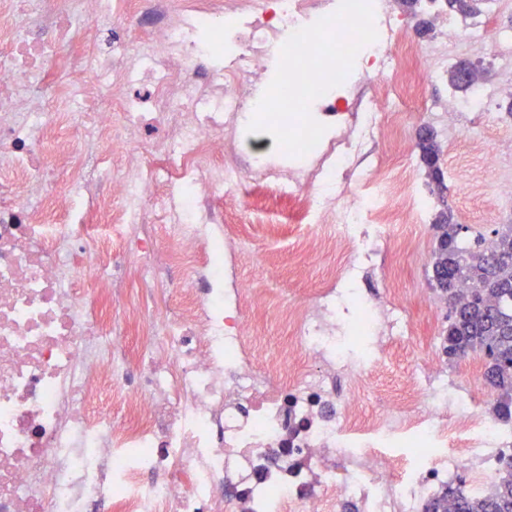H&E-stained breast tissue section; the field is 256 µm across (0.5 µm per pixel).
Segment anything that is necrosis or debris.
<instances>
[{
    "mask_svg": "<svg viewBox=\"0 0 512 512\" xmlns=\"http://www.w3.org/2000/svg\"><path fill=\"white\" fill-rule=\"evenodd\" d=\"M511 1L488 0L465 45L496 39L510 70L494 18ZM439 23L418 44L387 0H0V512H426L451 486L485 493L512 421L473 410L435 355L365 416L372 370L414 328L398 289L343 290L396 225L428 221L413 166L373 145L447 83L459 36ZM282 40L313 89L276 105L289 159L240 127ZM501 90L435 119L493 123ZM472 145L511 197L512 141ZM250 188L295 204L308 252L333 256L310 300L241 276L251 242L224 199ZM270 312L290 335L275 355Z\"/></svg>",
    "mask_w": 512,
    "mask_h": 512,
    "instance_id": "1",
    "label": "necrosis or debris"
}]
</instances>
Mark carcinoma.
I'll use <instances>...</instances> for the list:
<instances>
[{"mask_svg":"<svg viewBox=\"0 0 512 512\" xmlns=\"http://www.w3.org/2000/svg\"><path fill=\"white\" fill-rule=\"evenodd\" d=\"M477 0H446L448 10L466 17L476 10ZM476 66L462 61L450 72L448 81L457 91L471 92L473 83L456 79L458 70ZM421 161L428 177L443 187L440 148L435 137L418 139ZM433 287L448 300V326L441 344L448 361L470 354L485 360V379L498 392L493 413L505 422L512 419V224L494 230L490 239L462 234L450 212L442 210L433 223ZM449 499H436L430 512H512V459L504 463L492 490L483 496L448 488Z\"/></svg>","mask_w":512,"mask_h":512,"instance_id":"1","label":"carcinoma"}]
</instances>
